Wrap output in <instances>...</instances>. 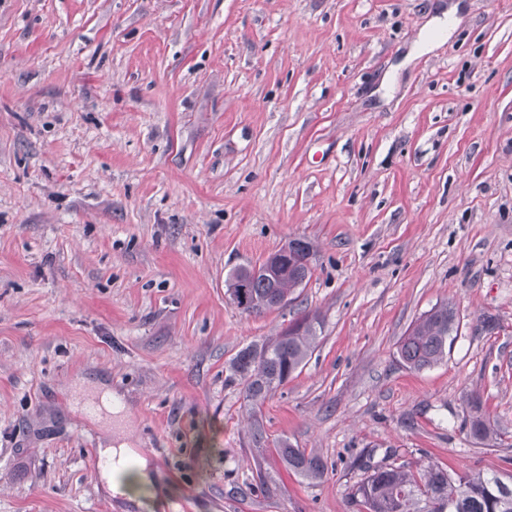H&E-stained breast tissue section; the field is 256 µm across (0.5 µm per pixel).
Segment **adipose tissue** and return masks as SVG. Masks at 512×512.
<instances>
[{"label":"adipose tissue","instance_id":"1","mask_svg":"<svg viewBox=\"0 0 512 512\" xmlns=\"http://www.w3.org/2000/svg\"><path fill=\"white\" fill-rule=\"evenodd\" d=\"M101 454L111 462L103 470L102 478L114 494L135 498L155 486V477L148 460L137 454L127 443L102 449Z\"/></svg>","mask_w":512,"mask_h":512}]
</instances>
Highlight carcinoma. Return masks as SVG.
I'll use <instances>...</instances> for the list:
<instances>
[{"label": "carcinoma", "instance_id": "obj_1", "mask_svg": "<svg viewBox=\"0 0 512 512\" xmlns=\"http://www.w3.org/2000/svg\"><path fill=\"white\" fill-rule=\"evenodd\" d=\"M289 245L294 250L285 255L287 269L281 278L270 277L255 265L232 273L227 286L237 307L261 314L288 304V295L311 276V266L303 259L305 252L312 251L303 239H293ZM455 319L453 309L442 304L416 320L397 349L403 363L416 370L441 363L448 354ZM315 340L313 319L305 315L279 335L241 349L227 363L225 382L240 386L246 400L256 405L306 364ZM468 406L473 438L502 439L503 433L482 411L479 399H471ZM280 452L288 468L306 478L320 480L327 473L321 458L286 441ZM354 497L360 512H512V475L451 473L434 463L416 470L404 463L375 465L356 487Z\"/></svg>", "mask_w": 512, "mask_h": 512}]
</instances>
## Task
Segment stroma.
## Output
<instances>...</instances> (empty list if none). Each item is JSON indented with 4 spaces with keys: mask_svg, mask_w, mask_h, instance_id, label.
Listing matches in <instances>:
<instances>
[{
    "mask_svg": "<svg viewBox=\"0 0 512 512\" xmlns=\"http://www.w3.org/2000/svg\"><path fill=\"white\" fill-rule=\"evenodd\" d=\"M295 238L310 280L243 312L229 275ZM306 314L283 388L225 383ZM106 393L160 473L135 503L89 464ZM392 461L512 474V0H0V512H358ZM455 319L453 309L446 303L434 307L416 320L397 349L403 363L416 370L441 363L448 354V339L450 344ZM468 406L470 408V434L473 438L480 441L495 439L502 442L504 434L501 433L496 422L482 411L480 400L478 398H472L468 402ZM292 447L287 441H283L279 448L289 469L313 480H320L325 476L327 467L321 458L307 455L300 448Z\"/></svg>",
    "mask_w": 512,
    "mask_h": 512,
    "instance_id": "obj_1",
    "label": "stroma"
}]
</instances>
